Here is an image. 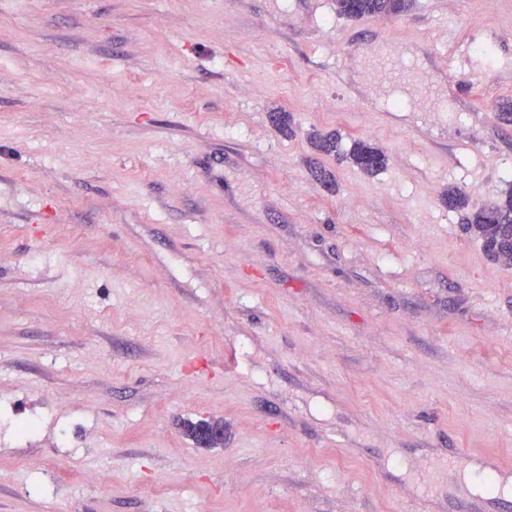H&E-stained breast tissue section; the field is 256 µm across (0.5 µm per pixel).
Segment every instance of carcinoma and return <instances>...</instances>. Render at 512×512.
<instances>
[{"mask_svg":"<svg viewBox=\"0 0 512 512\" xmlns=\"http://www.w3.org/2000/svg\"><path fill=\"white\" fill-rule=\"evenodd\" d=\"M336 13L359 19L371 16H393L407 12L411 0H335ZM314 147L325 154L339 152V138L334 135L315 138ZM349 159L367 174L387 166L384 152L363 141L354 142ZM443 202L450 210L470 209L465 229L480 243L485 254L494 261L512 260V183L504 197L478 207L469 206V199L455 186H448Z\"/></svg>","mask_w":512,"mask_h":512,"instance_id":"obj_1","label":"carcinoma"}]
</instances>
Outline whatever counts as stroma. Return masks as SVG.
<instances>
[{
  "label": "stroma",
  "mask_w": 512,
  "mask_h": 512,
  "mask_svg": "<svg viewBox=\"0 0 512 512\" xmlns=\"http://www.w3.org/2000/svg\"><path fill=\"white\" fill-rule=\"evenodd\" d=\"M381 32L459 84L369 72ZM506 100L512 0H0V512H457L454 451L512 472V266L442 202L512 184ZM336 13L346 18L393 16L407 12L411 0H335ZM349 159L362 171L373 174L387 166L384 152L364 141H355L349 151ZM205 422H201L196 425H191L188 428V433L192 439L197 437V445L202 448H212L220 446L224 443V425L221 422L213 421L208 422L205 426L198 430Z\"/></svg>",
  "instance_id": "obj_1"
}]
</instances>
